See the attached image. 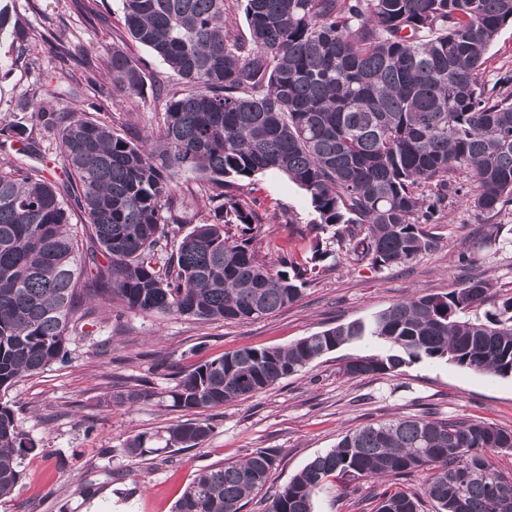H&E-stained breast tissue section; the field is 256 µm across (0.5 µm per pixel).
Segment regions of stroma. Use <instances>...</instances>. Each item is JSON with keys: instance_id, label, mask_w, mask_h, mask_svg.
Instances as JSON below:
<instances>
[{"instance_id": "stroma-1", "label": "stroma", "mask_w": 512, "mask_h": 512, "mask_svg": "<svg viewBox=\"0 0 512 512\" xmlns=\"http://www.w3.org/2000/svg\"><path fill=\"white\" fill-rule=\"evenodd\" d=\"M96 3L91 14L74 0H0L18 27L35 34L26 46L0 36V116L13 115L18 101L32 96L56 112L112 113L114 133L131 140L158 128L164 99L113 92L100 58L121 48L150 82L169 70L128 38L121 0ZM61 42L80 45L88 64L62 63L54 51ZM184 191L179 222L171 227L177 237L208 220L213 208L195 181L185 182ZM233 193L242 204H260L261 226L253 241L259 256L288 249L298 261L311 257L315 214L308 195L287 176L266 172L242 179ZM427 230L436 249L400 266L376 267L334 250L299 302L255 321L204 322L99 308L93 335L70 343L68 364L23 377L6 395L36 447L20 457L22 479L0 501V512H173L201 470L260 448L279 451L265 487L271 494L347 432L426 409L440 419H477L512 429V376L424 359L394 373L348 377L349 358L383 349L367 336L247 401L206 410L212 432L200 447L145 461L123 453L130 436L184 420L163 396L175 384L174 371H191L200 361L243 347L285 348L322 330L369 320L413 295L447 293L471 278L493 285L476 316L512 298V208L491 216L452 198ZM117 377L149 379L160 396L130 408L112 405ZM422 481L419 473L403 481L332 479L316 494L313 510L375 512L383 490L417 492Z\"/></svg>"}]
</instances>
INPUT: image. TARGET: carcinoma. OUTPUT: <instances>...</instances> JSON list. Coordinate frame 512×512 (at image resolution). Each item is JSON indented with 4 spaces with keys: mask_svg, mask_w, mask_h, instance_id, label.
<instances>
[{
    "mask_svg": "<svg viewBox=\"0 0 512 512\" xmlns=\"http://www.w3.org/2000/svg\"><path fill=\"white\" fill-rule=\"evenodd\" d=\"M249 36H232L224 0H122L126 33L184 84L164 79L157 133L134 143L101 117L54 112L21 99L30 114L0 121V148L40 152L39 134L57 135L67 178L22 162L0 163V391L40 373L83 336L90 305L202 321H247L297 302L309 264L288 252L275 261L250 248L258 214L226 192L234 180L282 172L310 199L322 231L345 225L349 244L374 266L404 265L436 247L422 225L459 195L456 174L473 179L466 202L483 214L512 205V71L484 80L487 52L512 0H244ZM21 44L31 32L0 33ZM85 65L84 52L55 46ZM103 63L112 89L144 92V73L119 48ZM183 175L220 190L211 219L196 224L168 256L165 226ZM81 215L90 231H79ZM233 225L238 234L229 235ZM492 284L470 279L444 295H413L367 322L340 324L286 348H243L198 363L167 392L172 406L198 414L247 400L316 359L364 336L379 354L347 362L351 378L384 374L426 359L512 376V298L484 318L468 312ZM111 401L132 407L159 395L145 378L115 384ZM200 418L126 440L124 454L196 448L210 436ZM35 448L0 401V500L21 479L18 458ZM512 449V430L470 419L395 418L346 433L268 498L263 512H313L330 477L347 481L431 471L424 495L435 512H512V473L490 450ZM278 451L260 448L201 472L175 512H242L263 490ZM417 493L383 497L377 512H420Z\"/></svg>",
    "mask_w": 512,
    "mask_h": 512,
    "instance_id": "1",
    "label": "carcinoma"
}]
</instances>
